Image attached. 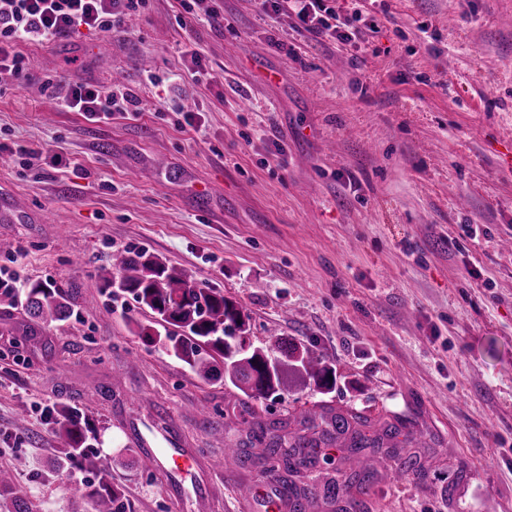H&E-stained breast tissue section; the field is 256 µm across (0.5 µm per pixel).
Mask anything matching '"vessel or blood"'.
<instances>
[{"instance_id":"obj_1","label":"vessel or blood","mask_w":512,"mask_h":512,"mask_svg":"<svg viewBox=\"0 0 512 512\" xmlns=\"http://www.w3.org/2000/svg\"><path fill=\"white\" fill-rule=\"evenodd\" d=\"M132 441L151 468L163 471L179 490L190 491L192 505L204 512L205 477L192 449L182 447L173 433L150 421L134 428Z\"/></svg>"}]
</instances>
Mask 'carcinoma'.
Wrapping results in <instances>:
<instances>
[{"mask_svg": "<svg viewBox=\"0 0 512 512\" xmlns=\"http://www.w3.org/2000/svg\"><path fill=\"white\" fill-rule=\"evenodd\" d=\"M112 267L117 276L104 279V289L117 288L131 294L143 308L155 315L154 325H136V334L149 344H159L186 364L204 381L224 380L239 399L262 400L288 385V376L311 378L317 388L331 390L335 372L322 358L302 344L282 342L281 356L273 358L265 348L250 345L245 350L241 340L250 335V314L214 288H203L188 275L168 267L158 258L143 251L117 250L112 254ZM78 295L75 288L31 281L25 287V310L31 319L41 323L62 321L74 314ZM63 418L59 434L63 438L62 453L92 474L72 488L77 509L81 512H120L122 492L112 485V461L90 451L97 440V429L86 415L85 406L61 404L56 408ZM362 416L351 411L316 404L300 420V428L278 435L283 445L292 448L285 459L280 481L293 500L294 512H303L315 497L307 496L306 486L296 477L307 468V448L321 441L341 440L357 452L380 447V439L390 431L388 425L373 436L363 431ZM374 458L365 454V464L350 487L360 496L368 494L375 473L370 466ZM0 499L10 502L13 512H33L30 502L15 490L14 476L0 470Z\"/></svg>", "mask_w": 512, "mask_h": 512, "instance_id": "obj_1", "label": "carcinoma"}]
</instances>
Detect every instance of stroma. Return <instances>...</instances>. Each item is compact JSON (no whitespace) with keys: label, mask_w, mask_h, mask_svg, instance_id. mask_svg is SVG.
<instances>
[{"label":"stroma","mask_w":512,"mask_h":512,"mask_svg":"<svg viewBox=\"0 0 512 512\" xmlns=\"http://www.w3.org/2000/svg\"><path fill=\"white\" fill-rule=\"evenodd\" d=\"M223 27L181 0H145L124 33L21 44L26 77L0 93V143L53 145L0 168V274L78 289L74 315L35 324L0 302V467L35 512H74L47 409L88 404L126 512H192L121 429L166 423L203 465L242 420L316 403L397 424L425 476L378 473L367 512H512V0H334L354 46L216 0ZM376 30H369V23ZM204 58L192 74L185 46ZM132 95L106 123L63 111L68 83ZM192 122H185V114ZM480 227L468 237L463 225ZM142 250L221 289L251 339L309 343L336 387L292 381L236 406L223 382L136 336L152 315L105 292L113 250ZM216 476L210 512H267Z\"/></svg>","instance_id":"stroma-1"}]
</instances>
